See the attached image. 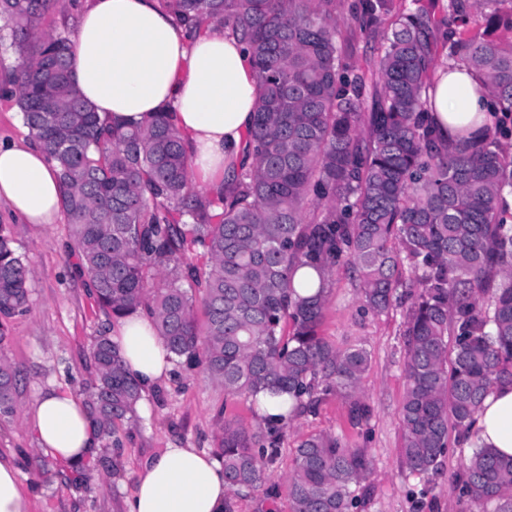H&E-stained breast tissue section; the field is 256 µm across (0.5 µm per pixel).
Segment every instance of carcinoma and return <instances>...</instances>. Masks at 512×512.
I'll return each mask as SVG.
<instances>
[{"label":"carcinoma","mask_w":512,"mask_h":512,"mask_svg":"<svg viewBox=\"0 0 512 512\" xmlns=\"http://www.w3.org/2000/svg\"><path fill=\"white\" fill-rule=\"evenodd\" d=\"M62 0H0V42L17 54L11 96L55 164L70 226L67 257L107 320L143 313L171 360L224 394L275 400L251 431L226 420L217 437L233 493L259 488L281 435L321 394L358 393L369 354L319 334L335 268L347 264L364 307L405 315L403 465L437 472L489 391L512 384V0H161L193 30L210 23L246 45L257 84L249 162L208 193L190 184L192 147L162 112L103 126L72 77L69 39L39 28ZM360 36L380 41L371 68L353 62ZM479 76L494 124L443 143L426 99L437 45ZM410 271L403 276V268ZM309 268L318 287L296 280ZM32 269L0 230L4 323L29 311ZM205 323L199 329L195 302ZM99 330L91 342L90 414L108 446L137 421L138 382ZM17 371L0 355V418L16 410ZM372 469L363 448L310 435L287 478L290 512H353ZM462 494L512 512V457L477 448Z\"/></svg>","instance_id":"carcinoma-1"}]
</instances>
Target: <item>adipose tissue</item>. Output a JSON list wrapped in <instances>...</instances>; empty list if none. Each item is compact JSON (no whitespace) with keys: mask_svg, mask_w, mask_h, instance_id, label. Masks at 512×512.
Instances as JSON below:
<instances>
[{"mask_svg":"<svg viewBox=\"0 0 512 512\" xmlns=\"http://www.w3.org/2000/svg\"><path fill=\"white\" fill-rule=\"evenodd\" d=\"M73 26L75 83L101 121L145 122L169 112L191 144L197 181L218 186L238 166L256 81L237 39L215 25L189 33L158 0H83ZM427 96L440 133L492 121L486 93L465 66L436 67ZM61 199L56 169L39 144L0 140V204L23 223L53 224ZM110 337L143 391L168 376L170 355L148 316L119 319ZM27 425L41 452L71 464L96 455L101 445L84 398L63 390L41 392ZM464 443L512 457V386L489 392ZM228 503L217 458L168 448L143 466L125 512H226Z\"/></svg>","mask_w":512,"mask_h":512,"instance_id":"obj_1","label":"adipose tissue"}]
</instances>
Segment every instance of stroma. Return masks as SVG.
I'll return each instance as SVG.
<instances>
[{
  "label": "stroma",
  "instance_id": "stroma-1",
  "mask_svg": "<svg viewBox=\"0 0 512 512\" xmlns=\"http://www.w3.org/2000/svg\"><path fill=\"white\" fill-rule=\"evenodd\" d=\"M16 54L0 46V138L28 137L13 98L5 96ZM0 226L33 270L30 310L6 324L7 338L0 353L19 370L17 410L0 420V457L13 462L30 512H123V502L135 487L143 465L166 448H195L213 453L221 418L235 419L257 429L261 420L251 401L225 395L205 373L173 368L167 381L143 396L141 415L133 426H121V452L101 447L100 455L119 454L120 477L94 468L89 480L71 483V469L55 463L50 475L26 467L36 453V441L25 413L38 392L63 387L82 393L94 379L91 338L105 321L89 291L68 261L65 245L69 221L21 224L0 206ZM325 310L322 334L343 348L367 350L370 364L362 379V394L371 417L362 427L348 419V404L336 393L325 395L316 413L294 421L282 436L279 455L267 469L266 483L256 491L231 495V512H289L286 478L293 469L295 450L310 435L328 434L347 446L366 449L373 468L358 491V512H479V505L459 493L457 475L470 449L453 445L439 474L413 475L401 464L402 430L399 408L405 393V305L376 315L364 310L350 269L339 267Z\"/></svg>",
  "mask_w": 512,
  "mask_h": 512
}]
</instances>
